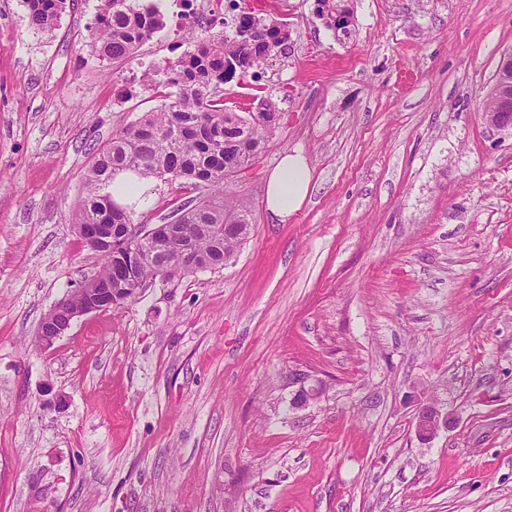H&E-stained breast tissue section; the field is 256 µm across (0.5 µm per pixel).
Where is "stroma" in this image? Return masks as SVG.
<instances>
[{
    "mask_svg": "<svg viewBox=\"0 0 512 512\" xmlns=\"http://www.w3.org/2000/svg\"><path fill=\"white\" fill-rule=\"evenodd\" d=\"M98 5L48 32L0 0V512H512V132L479 108L512 0H347L346 35L282 0V50L223 86L280 114L232 179L248 239L42 348L102 267L72 223L93 153L159 104L132 70L214 28L166 26L115 68ZM294 149L312 188L283 222L265 177ZM206 193L155 181L134 221ZM422 394L454 418L428 442Z\"/></svg>",
    "mask_w": 512,
    "mask_h": 512,
    "instance_id": "1",
    "label": "stroma"
}]
</instances>
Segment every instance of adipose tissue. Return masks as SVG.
<instances>
[{
	"label": "adipose tissue",
	"instance_id": "ef3b65f1",
	"mask_svg": "<svg viewBox=\"0 0 512 512\" xmlns=\"http://www.w3.org/2000/svg\"><path fill=\"white\" fill-rule=\"evenodd\" d=\"M311 181L312 170L302 151L295 150L282 156L266 179L267 211L273 217L287 220L304 204Z\"/></svg>",
	"mask_w": 512,
	"mask_h": 512
}]
</instances>
